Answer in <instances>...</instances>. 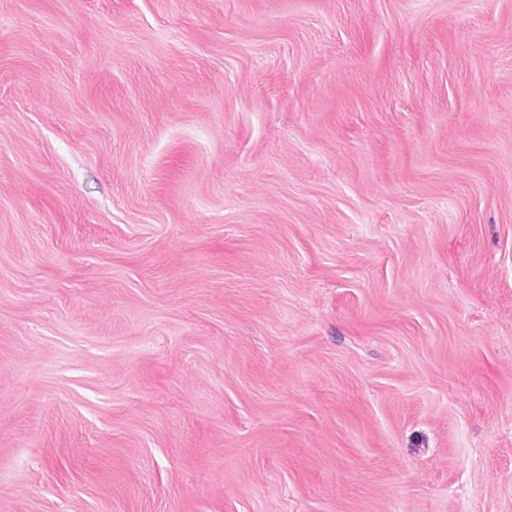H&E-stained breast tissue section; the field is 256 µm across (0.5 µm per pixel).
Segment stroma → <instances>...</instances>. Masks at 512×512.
I'll return each instance as SVG.
<instances>
[{"mask_svg":"<svg viewBox=\"0 0 512 512\" xmlns=\"http://www.w3.org/2000/svg\"><path fill=\"white\" fill-rule=\"evenodd\" d=\"M0 512H512V0H0Z\"/></svg>","mask_w":512,"mask_h":512,"instance_id":"obj_1","label":"stroma"}]
</instances>
